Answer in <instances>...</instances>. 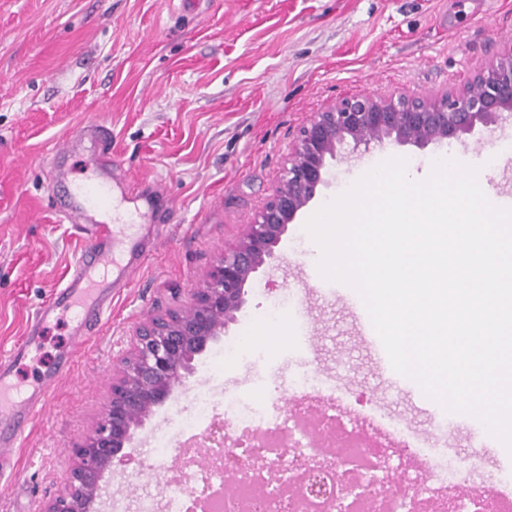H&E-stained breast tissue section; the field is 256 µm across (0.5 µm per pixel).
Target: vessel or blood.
I'll list each match as a JSON object with an SVG mask.
<instances>
[{"instance_id":"obj_1","label":"vessel or blood","mask_w":512,"mask_h":512,"mask_svg":"<svg viewBox=\"0 0 512 512\" xmlns=\"http://www.w3.org/2000/svg\"><path fill=\"white\" fill-rule=\"evenodd\" d=\"M56 182L64 188L58 214L82 223L89 240L75 257L61 288L39 306L22 339L0 353V477L15 466L14 450L31 421L42 411L72 357L59 359L30 393L16 396L14 372L29 356L31 344L60 305L72 311L75 344H83L112 309L113 298L157 250L160 227L141 223L150 204L144 192H131L130 177L112 158V133L93 123L70 136L52 155Z\"/></svg>"}]
</instances>
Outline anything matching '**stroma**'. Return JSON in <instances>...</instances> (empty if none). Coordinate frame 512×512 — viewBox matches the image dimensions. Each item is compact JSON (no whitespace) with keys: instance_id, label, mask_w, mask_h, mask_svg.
<instances>
[{"instance_id":"stroma-1","label":"stroma","mask_w":512,"mask_h":512,"mask_svg":"<svg viewBox=\"0 0 512 512\" xmlns=\"http://www.w3.org/2000/svg\"><path fill=\"white\" fill-rule=\"evenodd\" d=\"M512 44V0H203L192 14L174 0H0V348L19 340L28 317L65 276L85 244L59 223L50 150L90 122L112 130V154L167 201L156 254L115 297L98 335L79 346L0 482V512H40L70 468L71 450L112 395V368L150 316L182 307L209 265L251 223L276 186L298 128L328 103L356 93L430 96L463 87ZM449 155L487 169L496 205H512V119L420 149L373 145L330 161L314 199L297 215L223 336L195 356L194 373L138 428L130 466L109 478L121 512L154 492L144 448L170 436L169 478L183 466L193 433L182 411L207 397L216 409L274 387L319 376L347 384L338 410L369 406L402 418V441L435 438L455 457L482 447L492 474L512 482V457L476 419L446 412L412 381L384 370L360 337L358 295L315 273L319 250L307 219L383 156H402L419 174ZM289 330L311 324L317 349L256 344L223 370L203 364L268 310ZM73 324L60 310L43 329L15 381L31 389L69 347Z\"/></svg>"}]
</instances>
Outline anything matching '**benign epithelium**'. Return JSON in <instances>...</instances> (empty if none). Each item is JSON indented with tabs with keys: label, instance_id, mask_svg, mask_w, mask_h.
Instances as JSON below:
<instances>
[{
	"label": "benign epithelium",
	"instance_id": "1",
	"mask_svg": "<svg viewBox=\"0 0 512 512\" xmlns=\"http://www.w3.org/2000/svg\"><path fill=\"white\" fill-rule=\"evenodd\" d=\"M512 112V46L462 89L432 97L410 93L345 96L314 113L298 130L278 185L238 240L206 272L186 309L152 317L118 361L112 397L85 440L72 448L63 487L41 512H88L101 476L130 461L132 430L171 394L195 355L224 332L244 303L245 287L273 259L298 213L324 182L328 160L346 143L358 148L392 140L423 148L489 127Z\"/></svg>",
	"mask_w": 512,
	"mask_h": 512
}]
</instances>
